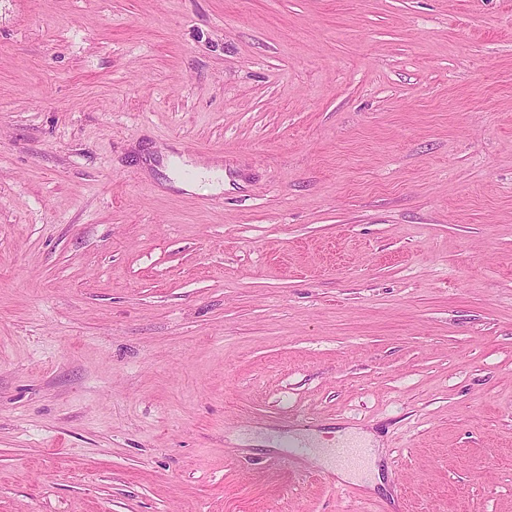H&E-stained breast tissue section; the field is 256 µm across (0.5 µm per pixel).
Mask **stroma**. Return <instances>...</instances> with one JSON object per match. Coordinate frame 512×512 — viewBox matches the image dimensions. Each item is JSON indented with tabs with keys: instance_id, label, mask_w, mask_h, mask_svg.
<instances>
[{
	"instance_id": "stroma-1",
	"label": "stroma",
	"mask_w": 512,
	"mask_h": 512,
	"mask_svg": "<svg viewBox=\"0 0 512 512\" xmlns=\"http://www.w3.org/2000/svg\"><path fill=\"white\" fill-rule=\"evenodd\" d=\"M0 512H512V0H0ZM177 187L185 191L218 192L224 188V179L220 171L198 167L194 169L190 180L177 183ZM351 437H354L355 439H358L360 440L365 446H367L368 448H374L372 447L373 445V440H372V437L371 435L367 434V433H363V432H360V433H357V434H347L341 438H351ZM348 445H354L355 443H349V442H346ZM348 445H342V446H337L336 448H331V454L335 457V461L339 464V465H344V464H347L349 463L355 456L356 454V451H357V455H358V459H357V462L354 466H352L351 468H348V469H337L335 470V473L341 477L342 479H348L350 478L352 475H354V472L355 471H359L361 466L363 465V462H364V459L366 458L367 456V459H368V464H370V456L371 454H369L370 450H368V448H361V447H355L356 451L352 448V447H349ZM368 451H367V450Z\"/></svg>"
}]
</instances>
